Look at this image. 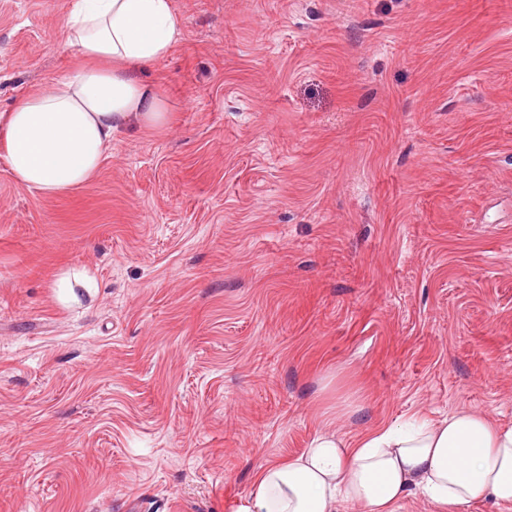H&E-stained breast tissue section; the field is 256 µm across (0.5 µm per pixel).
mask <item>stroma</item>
Listing matches in <instances>:
<instances>
[{"mask_svg":"<svg viewBox=\"0 0 512 512\" xmlns=\"http://www.w3.org/2000/svg\"><path fill=\"white\" fill-rule=\"evenodd\" d=\"M71 2L0 0V113ZM174 3L169 130L56 198L0 155V512H238L328 419L512 426V0Z\"/></svg>","mask_w":512,"mask_h":512,"instance_id":"stroma-1","label":"stroma"}]
</instances>
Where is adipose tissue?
<instances>
[{"label": "adipose tissue", "mask_w": 512, "mask_h": 512, "mask_svg": "<svg viewBox=\"0 0 512 512\" xmlns=\"http://www.w3.org/2000/svg\"><path fill=\"white\" fill-rule=\"evenodd\" d=\"M180 27L173 0H74L65 20L76 50L69 75L0 114V153L14 179L59 196L97 176L117 132L169 128L163 86L140 74L171 53ZM416 492L440 512H467L482 499L511 506L512 427L459 409L353 439L325 429L302 454L259 465L239 512H395Z\"/></svg>", "instance_id": "obj_1"}]
</instances>
